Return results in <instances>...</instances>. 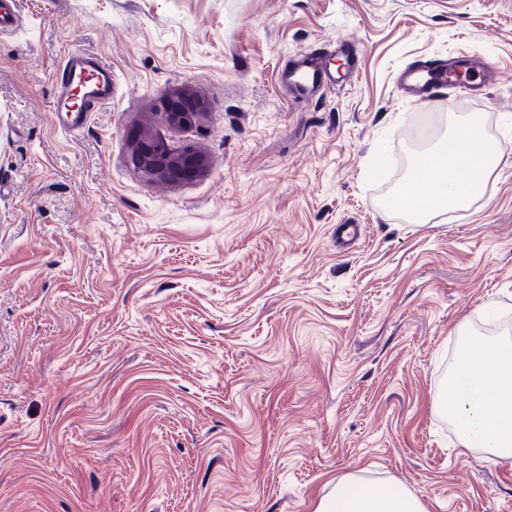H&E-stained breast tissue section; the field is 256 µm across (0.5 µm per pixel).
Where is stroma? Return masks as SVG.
<instances>
[{
  "instance_id": "35a3bbf8",
  "label": "stroma",
  "mask_w": 512,
  "mask_h": 512,
  "mask_svg": "<svg viewBox=\"0 0 512 512\" xmlns=\"http://www.w3.org/2000/svg\"><path fill=\"white\" fill-rule=\"evenodd\" d=\"M0 34V512H315L340 480L429 512H512V461L441 409L459 328L512 338V0H16ZM358 68L295 99L288 58ZM112 68L73 135L65 55ZM472 57L421 108L397 70ZM188 87L195 125L163 102ZM493 123L482 195L426 223L386 209L410 155ZM204 152L170 185L131 133Z\"/></svg>"
}]
</instances>
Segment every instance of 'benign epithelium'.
<instances>
[{
	"mask_svg": "<svg viewBox=\"0 0 512 512\" xmlns=\"http://www.w3.org/2000/svg\"><path fill=\"white\" fill-rule=\"evenodd\" d=\"M202 102L190 89H181L164 102V112L173 126H188L202 115ZM130 164L148 178L171 185L190 182L206 168V156L197 149L173 150L153 138H134L129 147Z\"/></svg>",
	"mask_w": 512,
	"mask_h": 512,
	"instance_id": "1",
	"label": "benign epithelium"
}]
</instances>
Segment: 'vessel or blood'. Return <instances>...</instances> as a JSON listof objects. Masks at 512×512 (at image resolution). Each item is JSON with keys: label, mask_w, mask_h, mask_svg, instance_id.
Instances as JSON below:
<instances>
[{"label": "vessel or blood", "mask_w": 512, "mask_h": 512, "mask_svg": "<svg viewBox=\"0 0 512 512\" xmlns=\"http://www.w3.org/2000/svg\"><path fill=\"white\" fill-rule=\"evenodd\" d=\"M331 56L325 52L293 56L280 73L281 84L297 98L323 86L337 87L340 79L331 67ZM450 67V61L439 59L429 66L405 69L398 79L399 89L410 102L428 104L435 86L446 82ZM55 81L53 109L64 114L69 131L78 130L88 113L112 100V69L97 57L68 53Z\"/></svg>", "instance_id": "obj_1"}]
</instances>
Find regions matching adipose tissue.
<instances>
[{"label": "adipose tissue", "instance_id": "1", "mask_svg": "<svg viewBox=\"0 0 512 512\" xmlns=\"http://www.w3.org/2000/svg\"><path fill=\"white\" fill-rule=\"evenodd\" d=\"M477 135L475 123L456 125L450 142L431 150L427 167L414 171L403 202L425 200L434 209L478 196L492 166L487 157L465 150ZM448 408L464 447L485 449L499 461L512 459V342L464 344L448 385ZM316 512H428V508L397 488L340 483L319 502Z\"/></svg>", "mask_w": 512, "mask_h": 512}]
</instances>
